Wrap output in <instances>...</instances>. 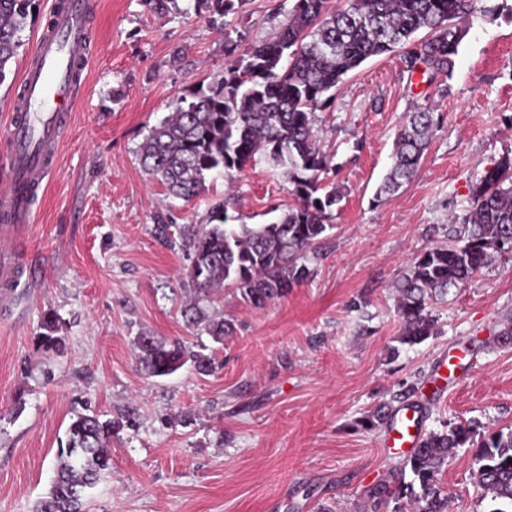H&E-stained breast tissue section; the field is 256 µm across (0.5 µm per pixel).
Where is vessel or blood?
Here are the masks:
<instances>
[{
	"instance_id": "obj_1",
	"label": "vessel or blood",
	"mask_w": 512,
	"mask_h": 512,
	"mask_svg": "<svg viewBox=\"0 0 512 512\" xmlns=\"http://www.w3.org/2000/svg\"><path fill=\"white\" fill-rule=\"evenodd\" d=\"M95 0H55L51 25L40 29L9 103L7 149L0 157V286H18L14 254L34 221L31 198L57 167L64 126L73 112L90 51L88 18ZM415 415H394L384 445L395 456L420 447Z\"/></svg>"
}]
</instances>
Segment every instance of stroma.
<instances>
[{"mask_svg":"<svg viewBox=\"0 0 512 512\" xmlns=\"http://www.w3.org/2000/svg\"><path fill=\"white\" fill-rule=\"evenodd\" d=\"M90 18L85 84L68 121L57 171L41 191L21 245L31 278L0 308V512H32L49 488L74 412L127 416L109 444L112 472L89 512H362L365 491L404 465L385 453L383 404L421 410L423 430L474 421L512 427V259L497 261L433 306L437 333L399 345L394 285L408 263L446 241L448 219L471 188L512 151V0L468 22L452 74L415 75L402 50L350 72L315 126L343 200L333 227L308 253L312 274L258 309L226 288L199 297L181 239L156 237L157 217L203 224L211 199L267 224L295 203L279 171L256 161L234 183L207 180L191 201L150 180L140 148L177 97L224 73V36L195 13L164 18L142 0H98ZM52 0H36L22 45L0 83V155L6 107ZM294 0H248L231 26L246 42L274 37ZM432 104L443 116L407 187L377 198L407 115ZM234 328L224 343L188 328L182 306ZM60 318L68 352L34 340L44 313ZM180 340L212 357L201 375L184 367L149 377L136 340ZM462 361L434 392L440 363ZM470 450L438 476L454 512H488L472 480Z\"/></svg>","mask_w":512,"mask_h":512,"instance_id":"obj_1","label":"stroma"}]
</instances>
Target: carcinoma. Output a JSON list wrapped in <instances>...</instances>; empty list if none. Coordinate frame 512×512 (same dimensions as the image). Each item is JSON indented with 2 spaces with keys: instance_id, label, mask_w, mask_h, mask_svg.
I'll return each instance as SVG.
<instances>
[{
  "instance_id": "cac0c4a2",
  "label": "carcinoma",
  "mask_w": 512,
  "mask_h": 512,
  "mask_svg": "<svg viewBox=\"0 0 512 512\" xmlns=\"http://www.w3.org/2000/svg\"><path fill=\"white\" fill-rule=\"evenodd\" d=\"M150 12H179V0H143ZM480 0H349L331 12L326 0H295L287 21L270 40L241 49L244 37L224 33V55L231 63L206 88L178 97L174 111L155 126L141 146L143 168L169 195L199 196L207 178L232 176L256 159L265 160L288 180L298 204L269 224H234L224 198L211 203L207 223L177 230L191 251L187 276L196 290L209 293L232 286L256 308L288 295L311 274L301 262L332 227L342 194L326 182L332 157L315 133V111L332 107L345 77L366 60L406 48L405 70L423 65L448 73ZM35 0H0V82L22 43ZM247 0H191L195 13L215 25L243 10ZM420 31L424 38L416 39ZM440 123L429 105L409 115L395 142L392 166L377 194L394 193L408 183ZM472 205L452 218L447 244L417 256L396 284L398 341L415 345L436 334L432 304L448 289L465 285L498 258L512 256V156H505L472 187ZM188 326L204 325L216 343L232 332L224 320H206L195 305L182 310ZM35 340L62 354L57 314H44ZM138 362L151 377L169 376L186 364L207 375L212 359L181 341L137 338ZM116 422L77 413L59 448L54 477L33 512H86L92 490L110 472L107 442ZM459 448L474 449L475 483L483 498L497 504L490 512L512 509V428L484 432L472 421L450 422L424 434L406 460L412 479L399 472L365 493L366 512L395 503L393 512H448L451 496L438 475Z\"/></svg>"
}]
</instances>
